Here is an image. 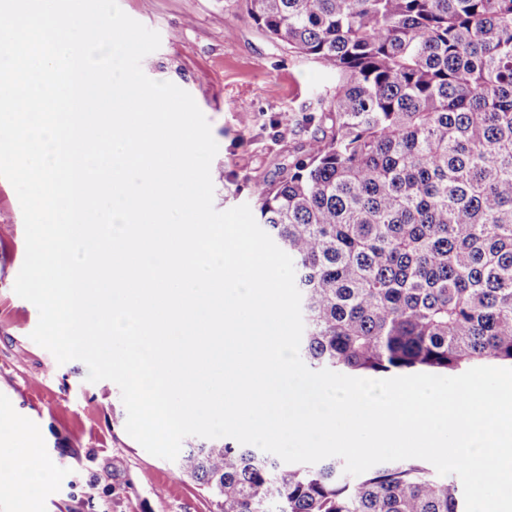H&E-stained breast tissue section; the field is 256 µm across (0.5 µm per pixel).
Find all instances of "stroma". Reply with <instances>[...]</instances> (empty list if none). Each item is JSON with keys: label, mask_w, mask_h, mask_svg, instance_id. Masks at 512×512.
<instances>
[{"label": "stroma", "mask_w": 512, "mask_h": 512, "mask_svg": "<svg viewBox=\"0 0 512 512\" xmlns=\"http://www.w3.org/2000/svg\"><path fill=\"white\" fill-rule=\"evenodd\" d=\"M161 36L144 73L189 92L208 120L218 153L211 164L214 206L251 201L256 181L279 180L316 132L305 124L316 95L336 89L318 63L267 38L239 0H119ZM25 257L22 210L0 178V420L25 419L40 436L53 479L40 512H216L213 499L177 476L125 431L119 387L87 382L78 360L58 364L30 334L38 310L13 290Z\"/></svg>", "instance_id": "1"}]
</instances>
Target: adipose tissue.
Listing matches in <instances>:
<instances>
[{
    "label": "adipose tissue",
    "instance_id": "1",
    "mask_svg": "<svg viewBox=\"0 0 512 512\" xmlns=\"http://www.w3.org/2000/svg\"><path fill=\"white\" fill-rule=\"evenodd\" d=\"M23 441L20 452H9L0 448V481L9 482L19 497L28 502L27 512H36L32 508L34 491L52 476V467L42 453L39 437L30 433L19 421L0 423V441L4 439Z\"/></svg>",
    "mask_w": 512,
    "mask_h": 512
}]
</instances>
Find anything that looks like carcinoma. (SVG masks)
<instances>
[{
	"instance_id": "carcinoma-1",
	"label": "carcinoma",
	"mask_w": 512,
	"mask_h": 512,
	"mask_svg": "<svg viewBox=\"0 0 512 512\" xmlns=\"http://www.w3.org/2000/svg\"><path fill=\"white\" fill-rule=\"evenodd\" d=\"M270 40L336 74L326 129L273 183L258 225L294 263L316 370L512 366V0H241ZM176 470L217 512H465L414 460L353 476L230 441Z\"/></svg>"
}]
</instances>
